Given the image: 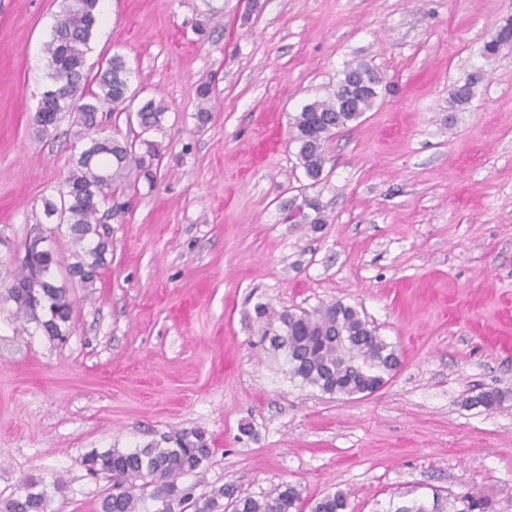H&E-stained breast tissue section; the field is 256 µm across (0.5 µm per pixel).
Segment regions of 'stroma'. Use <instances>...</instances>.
I'll use <instances>...</instances> for the list:
<instances>
[{"mask_svg": "<svg viewBox=\"0 0 512 512\" xmlns=\"http://www.w3.org/2000/svg\"><path fill=\"white\" fill-rule=\"evenodd\" d=\"M100 7L87 65L120 53L132 89L164 101L151 135L161 164L155 185L137 180L107 219L112 261L94 287L75 288L66 342L0 312V501L34 477L48 512H100L110 483L87 474L84 455L196 429L213 453L180 484L198 498L290 483L307 504L344 490L349 512H384L474 490L512 512V46L482 55L512 0ZM61 8L0 0V233L17 250L84 147L73 114L44 136L33 125ZM355 62L379 74V97L310 183L289 116ZM477 71L470 103L452 105ZM300 193L325 223L286 221ZM336 301L401 356L364 398L290 379L259 343L257 304ZM488 388L507 392L499 408L467 406Z\"/></svg>", "mask_w": 512, "mask_h": 512, "instance_id": "obj_1", "label": "stroma"}]
</instances>
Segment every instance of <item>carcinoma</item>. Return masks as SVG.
<instances>
[{
    "instance_id": "carcinoma-1",
    "label": "carcinoma",
    "mask_w": 512,
    "mask_h": 512,
    "mask_svg": "<svg viewBox=\"0 0 512 512\" xmlns=\"http://www.w3.org/2000/svg\"><path fill=\"white\" fill-rule=\"evenodd\" d=\"M98 6L99 0H63L60 18L44 46L50 83L38 100L43 111L33 117L35 125L46 131L56 126L63 113L70 112L78 127L75 136L87 140L58 189V198L43 201L45 219L56 215L60 224L67 225L76 246L75 261L63 264L62 256L45 244L48 237L40 235L44 244L28 252L12 284L0 295L1 302L12 303L11 316L20 328L33 323L59 341L73 325L76 299L69 284L93 287L112 251V238L99 217L101 207L129 187L133 170L148 184L155 183L160 156L155 142L145 135L163 128L167 112L164 102L153 98L132 110L131 70L118 53L98 67L93 76L95 89H88L87 55L98 24ZM504 29L507 36L485 43L486 58L512 44V19L504 21ZM478 81L474 76L455 86L452 104H468ZM380 84L381 78L367 64L351 63L326 98L305 104L292 117V141L310 180H320L328 161L327 144L336 132L374 107ZM123 112L127 125L135 124L137 129L124 135L104 133L106 121ZM288 220L294 224L326 223L316 200L307 196L288 200ZM63 265L66 276L60 280L55 270ZM255 315L261 324L262 342L267 350L283 357L290 377L326 395L349 397L377 390L400 365L396 346L379 336L365 314L352 305L336 302L313 313H298L259 304ZM506 397L498 389L485 390L471 397L469 404L489 411ZM211 454L204 432L173 430L134 450H93L85 455L83 465L89 474H103L112 481L111 491L101 501V512H143L148 500L167 507L174 499L189 497V489L180 487L178 480L199 469ZM222 498L230 500L232 512H300L302 503L301 491L289 484L262 499L239 496L232 487L221 486L211 491L196 512H221ZM456 502L462 508L454 512H493L491 502L474 491L457 497ZM47 507L48 492L42 482L27 479L18 497L0 503V512H47ZM348 508L349 494L337 490L316 500L311 512H348ZM383 512L446 510L436 496L430 503L390 504Z\"/></svg>"
}]
</instances>
